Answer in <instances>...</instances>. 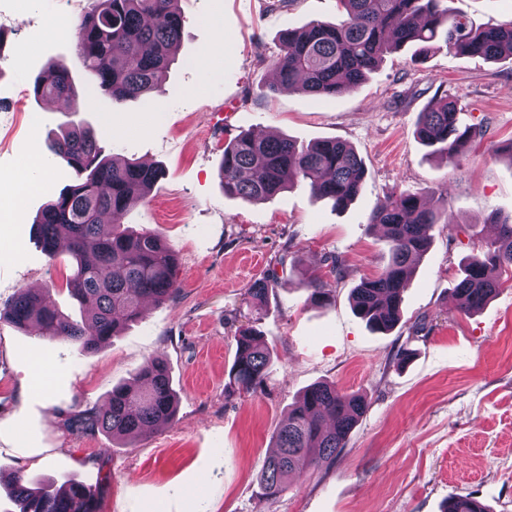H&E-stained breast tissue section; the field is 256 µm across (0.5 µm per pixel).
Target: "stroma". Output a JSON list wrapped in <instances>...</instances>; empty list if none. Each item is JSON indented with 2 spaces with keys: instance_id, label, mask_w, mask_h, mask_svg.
I'll return each mask as SVG.
<instances>
[{
  "instance_id": "stroma-1",
  "label": "stroma",
  "mask_w": 512,
  "mask_h": 512,
  "mask_svg": "<svg viewBox=\"0 0 512 512\" xmlns=\"http://www.w3.org/2000/svg\"><path fill=\"white\" fill-rule=\"evenodd\" d=\"M478 24L512 18V0H447ZM59 0H0V113L24 121L0 147V307L24 288H48L61 311L83 312L66 285L76 262L47 256L30 227L52 192L33 164L47 133L71 121L92 128L105 155L158 165L162 175L123 223L160 233L172 248L177 291L99 350L33 336L0 321V512H17L11 476L90 485L100 512H442L472 494L489 512H512V274L482 309L460 313L452 289L461 264L487 250L493 219L512 213V58L488 61L447 50L411 63L388 55L357 88L333 98L271 89L270 59L284 29L340 18L336 0H178L184 26L166 80L146 100L111 101L97 89L70 37H48ZM224 35L223 56L207 50ZM63 63L79 92L71 103L35 100L34 78ZM455 100L483 131L449 165L414 136L418 115ZM351 145L367 175L341 212L300 182L274 198L225 196L224 143L239 131ZM413 190L448 198V223L404 293L396 328L378 333L355 315L350 291L390 256L374 206ZM345 269L329 305L302 278ZM286 265L263 307L247 290L278 259ZM271 352L256 392L227 390L239 327ZM162 358L177 395L173 423L127 443L68 429L103 405L113 385ZM317 382L364 395L367 410L335 460L294 474L276 499L258 484L273 436L301 392Z\"/></svg>"
}]
</instances>
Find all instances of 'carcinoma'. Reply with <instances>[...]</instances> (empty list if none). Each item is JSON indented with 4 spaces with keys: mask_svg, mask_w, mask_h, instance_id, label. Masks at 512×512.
Listing matches in <instances>:
<instances>
[{
    "mask_svg": "<svg viewBox=\"0 0 512 512\" xmlns=\"http://www.w3.org/2000/svg\"><path fill=\"white\" fill-rule=\"evenodd\" d=\"M341 19L312 21L300 30L286 29L273 60L278 84H296L316 97L336 96L366 80L385 57L411 45L425 58L442 48L455 55L486 60L512 57V19L493 26L476 25L444 6V0H336ZM178 0H88L74 24L71 38L84 68L100 91L114 101L146 98L166 76L179 41L184 18ZM36 99H74L76 87L66 66L52 62L33 81ZM416 138L453 164L482 136L462 124L453 101L428 107L418 117ZM50 163L60 164L71 180L54 194L33 221V237L53 255L60 234L69 239L77 267L69 291L85 313L80 321L65 317L48 289H23L0 309L4 319L34 336L70 339L82 353H92L137 321L146 299L164 302L176 292L175 254L158 233L121 230L125 213L144 200L160 170L135 159L108 158L93 133L72 127L49 141ZM224 195L249 202L265 201L303 181L312 194L336 210L359 195L365 168L346 142L327 138L306 146L283 137H257L243 131L224 144L221 162ZM447 198L426 201L418 192L387 196L374 208L369 223L385 227L390 259L375 277L352 289L356 314L372 327L390 331L399 322L403 292L414 265L427 251L432 230ZM111 219L112 232L101 218ZM499 237L489 250L466 259L453 292L460 312L485 306L502 285L497 271L512 270V215L495 220ZM277 279L275 270L256 280L249 294L257 305L266 302ZM309 301L325 305L333 285L317 275L305 282ZM236 358L228 387L256 391L270 361L267 347L252 328L237 331ZM366 411L365 399L341 394L329 384L309 387L291 407L275 433L276 452L259 477L262 493L274 498L288 488V477L336 458ZM176 398L164 361L146 362L128 384L112 387L105 404L89 408L76 421L85 431H102L114 439H135L173 422ZM18 512H99L92 488L68 481L56 489L39 486L33 477L14 478ZM442 512H487L470 494L447 500Z\"/></svg>",
    "mask_w": 512,
    "mask_h": 512,
    "instance_id": "1",
    "label": "carcinoma"
}]
</instances>
